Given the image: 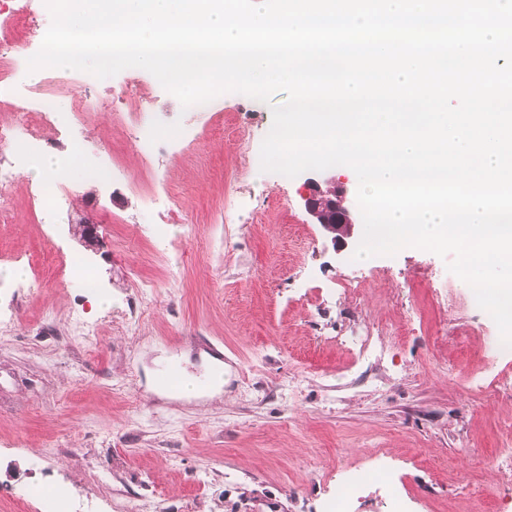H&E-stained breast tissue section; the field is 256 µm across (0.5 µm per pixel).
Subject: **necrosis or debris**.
Segmentation results:
<instances>
[{"label": "necrosis or debris", "instance_id": "necrosis-or-debris-1", "mask_svg": "<svg viewBox=\"0 0 512 512\" xmlns=\"http://www.w3.org/2000/svg\"><path fill=\"white\" fill-rule=\"evenodd\" d=\"M0 28L7 32L6 37L0 39V105L12 106L18 95L24 92L37 110L34 120L29 122L0 119V145H8L11 149L9 158L0 162V184H4L11 181L17 167L53 149L60 126L70 119L82 121L94 109L95 102L87 96L79 97L72 101L70 111L61 112L54 101L53 76H46L39 85H32L27 61L16 54L14 46L16 36L36 40L42 34L41 27L35 23L30 0H14L8 10H0ZM116 99L123 104V118L142 150L149 154L162 151L163 140L158 130L143 122L144 89L135 84L124 86ZM369 484L388 493L392 501L391 512H413L410 497L400 492L391 466L384 461L348 480L335 497L323 501L321 512H351L355 498Z\"/></svg>", "mask_w": 512, "mask_h": 512}]
</instances>
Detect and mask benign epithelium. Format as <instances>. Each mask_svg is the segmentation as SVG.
I'll return each mask as SVG.
<instances>
[{
	"label": "benign epithelium",
	"mask_w": 512,
	"mask_h": 512,
	"mask_svg": "<svg viewBox=\"0 0 512 512\" xmlns=\"http://www.w3.org/2000/svg\"><path fill=\"white\" fill-rule=\"evenodd\" d=\"M307 186L308 192L304 196L306 211L330 237L333 248L345 247L355 225L354 215L347 207L345 197L339 193L333 196L326 194L319 182L312 178L308 179ZM99 228L100 225L87 222L78 225L77 231L84 242L93 247L99 243Z\"/></svg>",
	"instance_id": "7a95c632"
}]
</instances>
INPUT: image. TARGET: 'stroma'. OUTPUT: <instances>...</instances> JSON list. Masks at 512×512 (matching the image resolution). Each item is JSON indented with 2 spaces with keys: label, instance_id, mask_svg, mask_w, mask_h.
Masks as SVG:
<instances>
[{
  "label": "stroma",
  "instance_id": "35a3bbf8",
  "mask_svg": "<svg viewBox=\"0 0 512 512\" xmlns=\"http://www.w3.org/2000/svg\"><path fill=\"white\" fill-rule=\"evenodd\" d=\"M59 105L109 97L137 77L144 115L190 143L141 157L116 115L58 134L110 149L124 172L101 184L75 165L64 221L46 224L17 171L1 192L0 512H34L24 492L68 486L85 512H321L342 478L384 459L416 512H503L496 455L512 395L489 383L512 374L496 324L437 254L335 255L304 208L305 175L262 171L269 102L224 93L183 109L148 71L131 67L86 86L63 69ZM179 215L170 241L161 195ZM98 222L84 246L75 225ZM82 258L109 305L75 286ZM23 267L20 279L8 269ZM93 326L70 332L76 315ZM378 327L382 359L357 358L350 339ZM184 373L224 367L220 393L190 401L157 383L170 359Z\"/></svg>",
  "mask_w": 512,
  "mask_h": 512
}]
</instances>
